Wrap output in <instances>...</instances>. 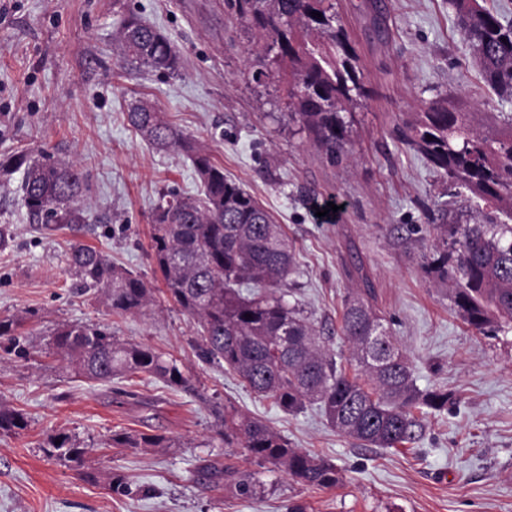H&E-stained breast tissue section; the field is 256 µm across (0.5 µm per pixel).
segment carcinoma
<instances>
[{
	"label": "carcinoma",
	"mask_w": 512,
	"mask_h": 512,
	"mask_svg": "<svg viewBox=\"0 0 512 512\" xmlns=\"http://www.w3.org/2000/svg\"><path fill=\"white\" fill-rule=\"evenodd\" d=\"M225 5L260 34L259 42L244 48L252 81L284 84L288 121L327 159L341 161L351 150L346 114L364 90L359 55L333 4L225 0ZM448 5L478 59L484 83L501 100L511 99L512 23H503L479 0H448ZM314 11L322 17H313ZM116 42L124 66L160 76L180 73L175 46L133 12L120 21ZM126 119L156 150L186 153L202 188L197 196L162 193L151 208L153 258L169 298L197 320L196 348L202 359L224 363L251 392L288 412L317 405L338 433L377 448L415 439L420 422L414 410L448 407L447 391L416 386L409 362L369 302L367 278L343 302L340 330L355 363L351 376L328 353L310 317L287 299L284 286L296 267V251L281 225L153 104L135 102ZM404 142L451 183L505 216L483 224L430 225L433 244L423 267L476 332L485 335L512 324V116L506 130L483 134L474 128L472 113L445 96L423 105L408 123ZM17 172L22 173L21 201L32 223L47 229L86 223L87 184L78 162L31 160L24 154L0 160V177ZM68 263L114 315L142 312L155 301L153 288L96 248L71 245ZM24 324L22 317L0 316V338L17 353ZM53 336L60 361L88 380L143 374L167 386H191L175 360L120 341L106 324H70ZM26 427L23 413L0 405V432ZM219 435L225 447L242 448L307 486L330 489L340 481L335 465L289 447L264 422L232 405L224 406ZM111 441L121 448H162L166 439L125 431L113 434ZM89 452L67 434L46 449L49 456L75 464Z\"/></svg>",
	"instance_id": "obj_1"
}]
</instances>
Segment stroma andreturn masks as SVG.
<instances>
[{
	"instance_id": "stroma-1",
	"label": "stroma",
	"mask_w": 512,
	"mask_h": 512,
	"mask_svg": "<svg viewBox=\"0 0 512 512\" xmlns=\"http://www.w3.org/2000/svg\"><path fill=\"white\" fill-rule=\"evenodd\" d=\"M355 45L366 97L347 119L350 159L330 164L283 116L285 92L247 79L242 48L255 40L224 0H0V158L50 154L78 161L89 184L77 229L31 223L20 175L0 181V316L23 315L26 355L0 339V404L22 412L25 430L0 433V512H512V328L470 329L425 273L430 224L475 221L467 198L450 202L448 181L402 144L421 102L448 96L501 129L512 102L482 82L448 0H332ZM136 13L179 51L181 76L123 69L113 52L120 18ZM135 100L155 103L185 136L207 148L282 224L297 248L292 298L338 352L345 296L366 274L371 304L407 355L418 388L451 393L445 410L421 415L419 438L375 448L339 435L317 406L298 413L255 396L232 372L197 358V325L168 300L151 250L158 193L197 195L182 152H159L126 120ZM338 210L325 222L317 210ZM100 249L156 290L142 314L109 317L68 265L73 243ZM111 322L122 341L176 359L191 389L139 375L109 383L59 366L56 327ZM280 433L290 447L326 459L342 481L317 489L220 435L226 402ZM171 439L168 448H119L116 432ZM59 433L93 446L83 466L47 456ZM233 466L259 482L238 495L204 466ZM124 477L129 492L113 493Z\"/></svg>"
}]
</instances>
